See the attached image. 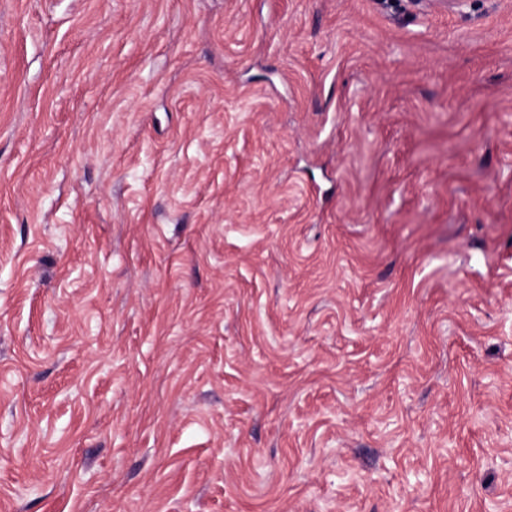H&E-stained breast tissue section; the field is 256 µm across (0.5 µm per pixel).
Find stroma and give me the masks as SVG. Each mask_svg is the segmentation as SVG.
Here are the masks:
<instances>
[{"instance_id": "obj_1", "label": "stroma", "mask_w": 512, "mask_h": 512, "mask_svg": "<svg viewBox=\"0 0 512 512\" xmlns=\"http://www.w3.org/2000/svg\"><path fill=\"white\" fill-rule=\"evenodd\" d=\"M0 512H512V0H0Z\"/></svg>"}]
</instances>
